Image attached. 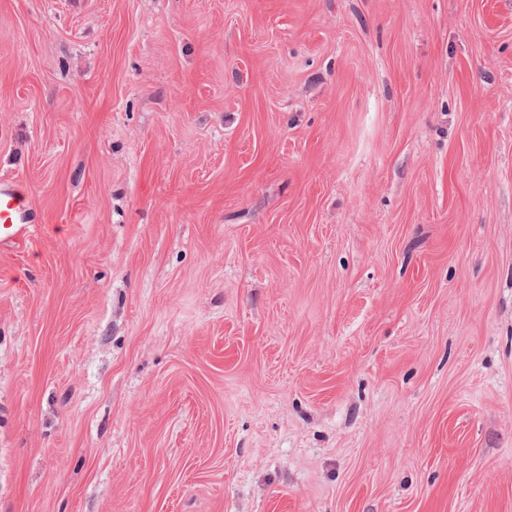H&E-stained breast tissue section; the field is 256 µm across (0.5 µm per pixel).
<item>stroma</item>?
<instances>
[{
  "label": "stroma",
  "instance_id": "35a3bbf8",
  "mask_svg": "<svg viewBox=\"0 0 512 512\" xmlns=\"http://www.w3.org/2000/svg\"><path fill=\"white\" fill-rule=\"evenodd\" d=\"M0 512H512V0H0ZM30 218L27 196L15 185L0 182V242L17 240Z\"/></svg>",
  "mask_w": 512,
  "mask_h": 512
}]
</instances>
